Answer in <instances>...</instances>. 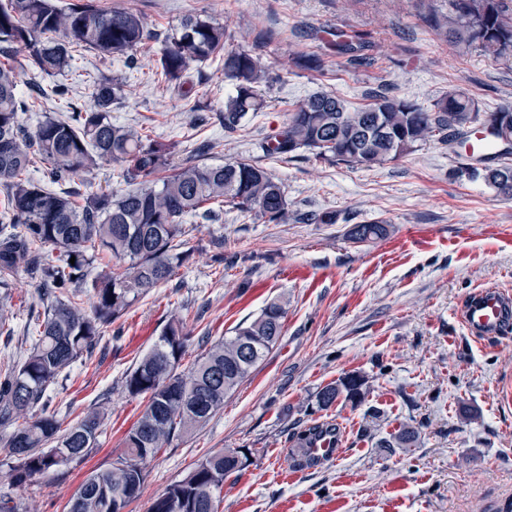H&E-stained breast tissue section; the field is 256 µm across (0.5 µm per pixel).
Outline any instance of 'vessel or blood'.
<instances>
[{
	"mask_svg": "<svg viewBox=\"0 0 512 512\" xmlns=\"http://www.w3.org/2000/svg\"><path fill=\"white\" fill-rule=\"evenodd\" d=\"M458 320L472 334L486 338L497 336L512 322V298L496 286L482 287L461 306Z\"/></svg>",
	"mask_w": 512,
	"mask_h": 512,
	"instance_id": "b4317fda",
	"label": "vessel or blood"
}]
</instances>
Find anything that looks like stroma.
<instances>
[{
	"label": "stroma",
	"mask_w": 512,
	"mask_h": 512,
	"mask_svg": "<svg viewBox=\"0 0 512 512\" xmlns=\"http://www.w3.org/2000/svg\"><path fill=\"white\" fill-rule=\"evenodd\" d=\"M140 12L157 40L135 65L76 48L75 70L60 76L66 99L41 111L66 115L88 107L100 79L126 81L112 107L114 123L146 127L154 140L176 143L173 164L237 159L264 168L286 192L290 219L267 224L225 209L213 220L187 218L190 260L166 284L135 302L121 333L104 338L90 361L75 364L51 388L63 414L105 401L110 417L98 447L65 474L15 484L2 466L0 494L22 512H66L87 475L109 466L145 406L123 379L171 317L191 338L181 370L201 352L200 339L230 335L273 300L286 304L279 342L202 429L174 438L147 466L148 478L126 512L153 501L193 464L220 450L247 448L250 461L224 481L218 512H512V408L499 388L512 380V323L493 339L468 335L456 319L476 289L493 284L512 295V248L487 225L512 229V199L464 174L468 159L437 138L398 161L370 169L328 164L311 154L268 157L260 144L295 104L329 92L359 105L384 85L390 94L431 108L448 88L464 89L489 112L512 107V59L458 53L418 13L412 0H96ZM210 15L223 25L225 51L246 50L283 74L262 86L264 112L225 133L215 117L233 94L220 62L190 71L187 91L157 75L161 35L182 19ZM364 34L370 65L347 67L338 37ZM300 55L323 58L322 70L297 66ZM336 212L337 223L307 215ZM383 220L388 234L356 243V224ZM223 262H215V254ZM12 338H0V362L19 359L36 334L29 316L36 285L26 271L13 279ZM348 372L367 379L362 403L338 400L318 410L317 392ZM334 423L337 458L296 469L295 434L310 421ZM418 430L407 448L392 446L404 426Z\"/></svg>",
	"instance_id": "obj_1"
}]
</instances>
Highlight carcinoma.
I'll return each mask as SVG.
<instances>
[{
    "label": "carcinoma",
    "instance_id": "carcinoma-1",
    "mask_svg": "<svg viewBox=\"0 0 512 512\" xmlns=\"http://www.w3.org/2000/svg\"><path fill=\"white\" fill-rule=\"evenodd\" d=\"M448 43L493 57L512 56V8L505 0H448L441 15L429 0H415ZM154 37L145 18L127 9L107 10L94 0H7L0 3V43L21 48L35 71L51 80L43 97H63L68 89L54 79L73 70L72 47L131 62ZM224 26L202 15L185 17L166 36L156 69L164 81L181 85L187 72L224 50ZM224 78L235 92L224 101L219 119L234 132L250 112L263 111L262 83L279 82L260 57L247 51L223 57ZM20 71L0 63V336L12 333V277L24 267L36 283L42 310L30 312L38 327L20 359L0 363V427L7 435L9 468L18 484L51 471H63L99 444L107 412L95 404L62 426L47 390L66 377L73 364L90 359L105 329L119 321L139 297L167 283L189 259L181 250L188 233L185 217L212 219L229 206L254 212L267 224L288 222L284 187L248 161L222 165H171L175 144H162L145 132L112 122V105L122 97L123 81L105 77L95 87L93 104L70 106L61 117L44 113L36 130L25 135L18 113L35 103L18 95ZM496 142L512 143V110L480 112L464 91L452 88L426 110L398 96L376 95L371 105L353 106L330 93H314L288 111L283 127L268 137V156L295 157L308 152L329 164L374 168L397 161L427 140L453 133L467 145L473 126ZM46 164L47 181L28 176L34 158ZM124 164L123 176L134 188L116 193L91 191L85 181L103 161ZM495 192L512 199V164L468 167ZM50 184L62 188L52 191ZM387 234L385 221L355 224L349 238L364 243ZM126 262L90 272L104 257ZM75 263H70V259ZM91 298L90 310L76 299ZM285 304L273 300L258 316L239 322L233 334L210 344L186 373L178 371L189 347L183 322L171 319L157 341L125 375L124 387L146 405L127 433L122 454L111 466L91 473L68 503L67 512H125L147 478L146 466L176 437L204 427L224 401L249 376L282 336ZM366 381L344 374L316 394L327 410L339 397L352 403L365 398ZM322 437L336 438L328 423L305 426L294 436L292 466L317 463L308 448ZM246 448L212 453L194 464L151 506V512H217L224 479L247 466Z\"/></svg>",
    "mask_w": 512,
    "mask_h": 512
}]
</instances>
